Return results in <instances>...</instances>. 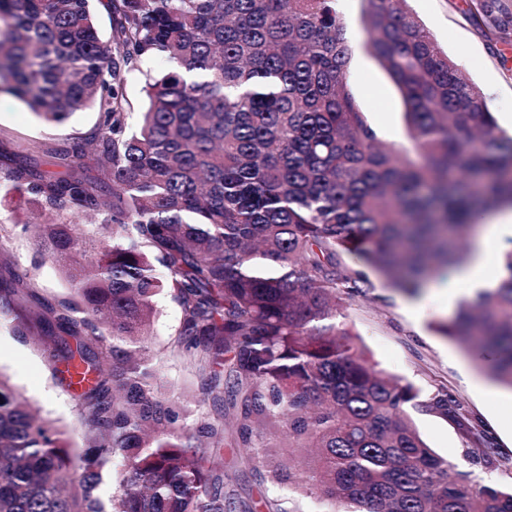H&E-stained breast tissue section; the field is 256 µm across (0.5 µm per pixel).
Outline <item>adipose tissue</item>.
<instances>
[{
  "mask_svg": "<svg viewBox=\"0 0 512 512\" xmlns=\"http://www.w3.org/2000/svg\"><path fill=\"white\" fill-rule=\"evenodd\" d=\"M508 238H512V207L484 215L467 263L456 268L448 279H431L426 285L427 291L444 294L448 305L452 306L461 297H471L479 290L497 287V279L484 277L481 271L488 260L489 243Z\"/></svg>",
  "mask_w": 512,
  "mask_h": 512,
  "instance_id": "1",
  "label": "adipose tissue"
}]
</instances>
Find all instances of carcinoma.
Returning a JSON list of instances; mask_svg holds the SVG:
<instances>
[{
  "label": "carcinoma",
  "instance_id": "1",
  "mask_svg": "<svg viewBox=\"0 0 512 512\" xmlns=\"http://www.w3.org/2000/svg\"><path fill=\"white\" fill-rule=\"evenodd\" d=\"M361 2L407 147L383 144L348 84L338 0H0V85L47 122L100 116L55 152L62 173L26 163L38 143L0 150L24 158L4 178L71 217L35 228L72 288L46 313L75 340L61 382L80 388L89 440L74 460L0 374V512H238L226 445L326 512H512V485L450 476L409 415L449 419L465 453L493 464L494 439L466 405L378 374L344 314L373 288L346 256L411 296L467 259L482 213L512 206V134L407 0ZM473 17L512 33L501 0H475ZM150 58L172 68L143 69ZM136 71L146 100L131 129ZM88 155L96 185L79 174ZM85 216L102 237H83ZM509 244L500 285L435 331L512 389ZM162 293L183 314L170 352L206 374L213 416L161 392L148 336ZM270 425L288 457L270 458Z\"/></svg>",
  "mask_w": 512,
  "mask_h": 512
}]
</instances>
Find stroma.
<instances>
[{"label": "stroma", "mask_w": 512, "mask_h": 512, "mask_svg": "<svg viewBox=\"0 0 512 512\" xmlns=\"http://www.w3.org/2000/svg\"><path fill=\"white\" fill-rule=\"evenodd\" d=\"M471 0H408L409 9L487 97L499 126L512 132V36L493 39L478 26L470 13ZM355 48L348 81L359 99L371 109L370 118L379 128L383 143L399 146L406 141L401 96L378 62L365 49L367 35L361 22L360 0H340ZM98 122L95 110L76 112L65 123L44 122L12 96L0 93V145L18 147L41 144L37 155L40 170L54 168V153L73 139L92 132ZM39 210L25 183L0 181V280L12 284L18 307L35 317L25 335L14 333L12 316L0 313V373L37 409L42 418L64 431L72 454L82 455L86 446L78 395L60 384L54 370L53 344L41 340L37 315L45 306L71 293L61 267L49 261L33 234H19L15 225L33 221ZM446 302L438 296L418 300L375 283L366 301L349 306L346 322L358 333L379 370L406 383L429 389L447 386L468 406L494 436L499 452L512 456V414L502 408L512 391L489 381L471 358L433 327L451 321ZM182 320L181 309L169 298H159L150 328V340L161 357L167 383L182 387L201 403L202 411L213 409L203 394L204 376L168 347ZM422 439L454 471L472 473L488 484L512 483V468L490 469L466 457L461 431L443 417L414 413ZM224 484L251 512H261L258 503L267 497L294 501L301 512H322L319 500L290 496L288 490L260 483L250 466L237 459L234 449L224 451Z\"/></svg>", "instance_id": "stroma-1"}]
</instances>
